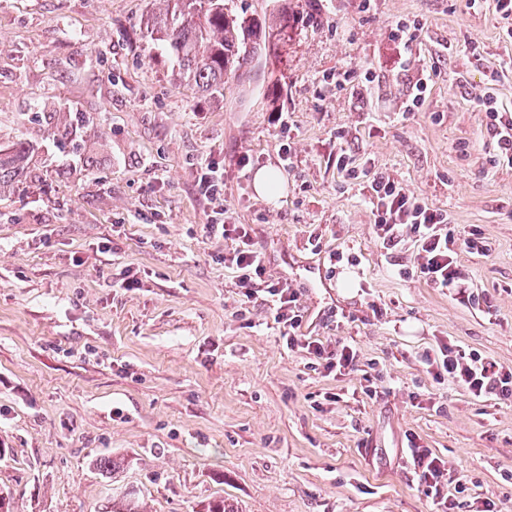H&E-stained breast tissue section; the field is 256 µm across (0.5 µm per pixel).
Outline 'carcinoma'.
<instances>
[{
	"mask_svg": "<svg viewBox=\"0 0 512 512\" xmlns=\"http://www.w3.org/2000/svg\"><path fill=\"white\" fill-rule=\"evenodd\" d=\"M164 12L151 17L146 32L152 48L174 60L178 73L210 95L224 90V77L254 59L248 49L256 26L229 12L224 0H165ZM25 153L0 157V178L24 170Z\"/></svg>",
	"mask_w": 512,
	"mask_h": 512,
	"instance_id": "1",
	"label": "carcinoma"
}]
</instances>
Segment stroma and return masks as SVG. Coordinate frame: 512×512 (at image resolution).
Listing matches in <instances>:
<instances>
[{
  "mask_svg": "<svg viewBox=\"0 0 512 512\" xmlns=\"http://www.w3.org/2000/svg\"><path fill=\"white\" fill-rule=\"evenodd\" d=\"M225 4L266 31L288 11L291 38L212 96L145 38L163 0H0V153L28 148L0 179V489L13 512H109L129 492L144 512H436L416 435L461 479L454 512H512V401L424 363L451 342L512 368V168L492 162L479 101L512 65L494 0ZM401 19L420 26L407 49ZM340 144L482 238L486 254L456 255L473 300L376 240ZM204 162L224 169L222 201L198 190ZM264 167L273 202L253 188ZM221 214L253 225L267 278L297 290L301 334L355 345L357 371L326 373L263 296L243 302L228 243L205 232ZM285 249L332 295L288 276ZM127 271L138 287H120Z\"/></svg>",
  "mask_w": 512,
  "mask_h": 512,
  "instance_id": "obj_1",
  "label": "stroma"
}]
</instances>
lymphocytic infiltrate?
I'll use <instances>...</instances> for the list:
<instances>
[{
    "label": "lymphocytic infiltrate",
    "mask_w": 512,
    "mask_h": 512,
    "mask_svg": "<svg viewBox=\"0 0 512 512\" xmlns=\"http://www.w3.org/2000/svg\"><path fill=\"white\" fill-rule=\"evenodd\" d=\"M369 189L376 238L391 247L412 243L416 250L414 271L418 277L438 288L457 289L461 298H468V276L457 265L454 255L461 248L486 252V244L475 238H455L447 211L415 197L399 181L376 175ZM206 232L230 242L231 248L224 261L237 272L236 288L248 300L258 293L266 294L288 347H303L322 360L328 372L356 369L358 355L351 346L341 345L330 350L320 340L299 335L302 317L298 295L287 283L267 280L265 254L257 246L252 225L222 221L207 225ZM427 365L435 379L445 378L457 383L475 397L512 398V369L466 352L459 345L443 346L437 358L428 360ZM407 449L419 483L433 490L440 512H450L452 502L443 492L449 474L445 462L420 443L418 437L409 438Z\"/></svg>",
    "instance_id": "f902f5d3"
}]
</instances>
